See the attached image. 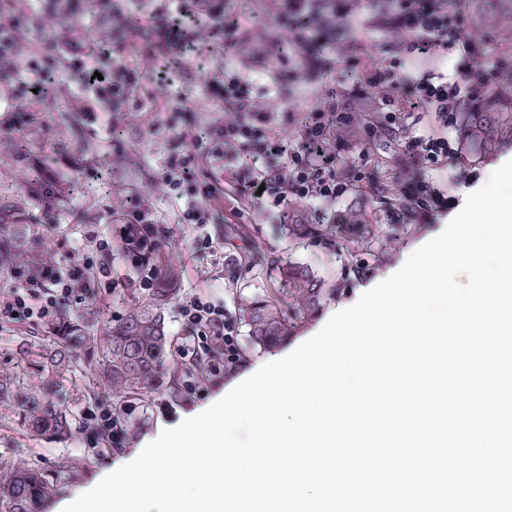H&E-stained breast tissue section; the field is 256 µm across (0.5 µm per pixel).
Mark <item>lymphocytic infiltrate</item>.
Returning a JSON list of instances; mask_svg holds the SVG:
<instances>
[{"label": "lymphocytic infiltrate", "instance_id": "obj_1", "mask_svg": "<svg viewBox=\"0 0 512 512\" xmlns=\"http://www.w3.org/2000/svg\"><path fill=\"white\" fill-rule=\"evenodd\" d=\"M272 27L254 31L226 24L234 0H0V81L6 88L13 125L48 111L38 88L48 73L74 80V95L99 106L112 121L142 109L153 85L151 111L165 113L159 127L177 147L152 170L161 191L180 201L177 221L204 228L216 216L222 186L232 189V217H243L239 199L280 220L290 206H308L325 221L324 204L350 191L381 198L374 181L376 141L394 139L398 149L424 170L398 183L394 224L428 219L454 209L435 171L458 162L462 113L495 92L512 58L487 62L489 38H478L484 22L468 0H272ZM143 19L130 25L132 13ZM98 19L103 39L90 46L64 42L73 16ZM145 39L137 61L111 56L114 41L131 32ZM384 38L382 54L369 51L366 34ZM288 44L282 56L277 48ZM177 58L198 51L240 55L241 61L211 73L204 93L224 119L205 138H188L189 105L154 68V52ZM452 58L453 71L409 70V60ZM313 101L296 109L298 91ZM162 245L157 212L144 197L127 200L114 233L84 224L71 250L39 257L13 272V286L0 291V325L27 323L46 329L65 324L71 307L93 290L117 287L112 255L122 250L133 275L125 285L142 293L159 287L152 264ZM185 329L178 345L190 365H205L211 381L223 379L238 356L235 319L223 306L190 294L178 305Z\"/></svg>", "mask_w": 512, "mask_h": 512}]
</instances>
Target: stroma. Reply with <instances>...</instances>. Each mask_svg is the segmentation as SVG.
<instances>
[{
  "label": "stroma",
  "instance_id": "stroma-1",
  "mask_svg": "<svg viewBox=\"0 0 512 512\" xmlns=\"http://www.w3.org/2000/svg\"><path fill=\"white\" fill-rule=\"evenodd\" d=\"M219 58L195 53L185 66L183 75L175 77L174 85L194 107V134L209 133L214 117L213 105L204 99L199 86L206 74L219 68ZM51 112H38L25 128L11 125L6 102L0 101V202L10 203L26 194V169L42 168L55 193L65 205L46 210L37 200H30L29 218L36 224L54 225V232L40 241L44 251H59L68 229L79 224L111 227L112 211L127 198L144 196L156 203L158 220L166 232L157 255L161 265L177 268L176 282L181 294L196 293L223 303L225 311L239 316L243 298L270 292L272 284L265 275L271 260H291L308 266L333 293L325 298L319 311L294 333L302 338L314 331L326 312L357 298L362 287L385 270L400 264L434 227L411 224L401 232L396 243L388 245L382 261L370 262L367 271L356 272L348 254L337 247L317 241H291L277 232L276 226L263 211L251 210L242 223L207 225L206 231L214 245L223 246L231 262H216L210 250L195 242L196 233L190 225L176 221V207L166 199L150 179L156 166L173 146L167 133L148 134L150 124L157 121L154 112L136 113L134 119L121 121L122 138L112 136L110 128L92 122L82 113L72 111L69 89L56 85L49 96ZM25 139L30 153L16 156L12 141ZM512 159V145H505L492 156L478 161L462 160L438 172L437 178L447 184L458 201L483 186L490 174ZM135 288H116L79 305L75 316L86 321L91 333L117 322L128 309L143 302ZM55 343L52 333L29 324L11 325L0 334V375L17 372L18 350L21 346L49 348ZM177 373H162L146 401L130 400L109 389L90 390L88 374L94 366L90 353H81L73 373L60 379L55 402L73 414L76 426L71 437L62 443L46 442L31 437L22 424L19 407H0V457L10 458L18 465L34 464L58 475L54 495L46 502L44 512H57L59 504L91 486L96 476L109 468L116 457L147 442L167 427L175 426L185 410L208 404L217 394V387L206 376L190 371L180 356H172ZM122 404L136 430L113 441L112 445L94 442L85 410H99Z\"/></svg>",
  "mask_w": 512,
  "mask_h": 512
}]
</instances>
